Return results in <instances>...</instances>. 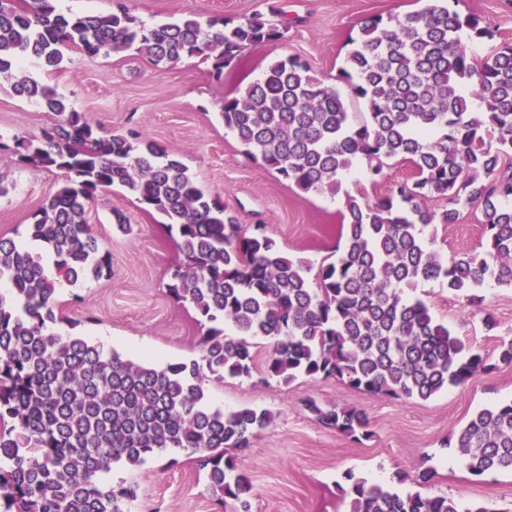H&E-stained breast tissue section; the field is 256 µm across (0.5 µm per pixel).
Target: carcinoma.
Instances as JSON below:
<instances>
[{"label": "carcinoma", "instance_id": "obj_1", "mask_svg": "<svg viewBox=\"0 0 512 512\" xmlns=\"http://www.w3.org/2000/svg\"><path fill=\"white\" fill-rule=\"evenodd\" d=\"M423 2L368 18L350 39L337 80L363 100L359 118L298 58L270 60L262 77L224 97V127L304 193L336 196L356 164L373 181L390 159L412 168L385 196L344 193L343 249L312 277V266L285 255L262 226L248 233L206 195L177 152L92 124L20 67L36 59L56 72L67 49L90 59L134 49L157 67L198 58L219 78L244 49L280 41L283 28L260 13L148 26L122 5L77 15L53 0H0V76L58 117L39 137L15 138V155L64 176L28 227L39 250L0 237V512H122L132 491L105 478L112 465L136 468L167 450L207 454L209 485L225 512H251L252 483L226 450L247 447L272 413L226 412L205 381L252 377L257 340L271 344L265 382L334 377L395 399L428 400L496 368L406 291L438 283L480 308L483 289L512 288V43L478 59L471 45L493 38L481 18L447 0ZM472 98L483 111H470ZM114 186L177 228L180 263L169 292L206 326L198 360L125 359L50 330L52 273L70 286L111 273L86 212ZM430 200L440 205L431 209ZM470 209L482 214V250L442 257L427 230L457 224ZM309 409L349 437H371L362 411ZM455 436L471 475L512 472V401L480 409ZM346 478L348 512H498Z\"/></svg>", "mask_w": 512, "mask_h": 512}]
</instances>
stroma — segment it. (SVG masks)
<instances>
[{"instance_id":"1","label":"stroma","mask_w":512,"mask_h":512,"mask_svg":"<svg viewBox=\"0 0 512 512\" xmlns=\"http://www.w3.org/2000/svg\"><path fill=\"white\" fill-rule=\"evenodd\" d=\"M121 2L149 26L188 14L236 20L274 9L292 18L281 42L244 49L220 81L212 77L210 65L198 60L185 59L162 72L133 51L91 60L71 50L63 70L52 74L34 59L25 67L30 76L55 86L92 124L178 151L206 194L220 198L244 226L265 225L267 235L289 255L316 267L335 261L342 198L301 192L247 155L225 128L221 106L225 97L258 79L274 57H300L327 84H335L349 40L363 22L419 9L418 0H59L57 8L99 13ZM453 7L481 15L491 22L497 41L512 42V0H455ZM55 121L42 104L15 95L7 79L0 78V143L8 147L0 154V178L10 186L0 197V237L27 243L34 212L62 181L58 170L19 162L9 150L15 137L41 136ZM410 173L407 164L393 161L373 182L359 165L346 174L343 188L370 198L383 196ZM480 217L470 210L460 223L437 225L434 249L445 257L479 249ZM87 220L110 254L112 271L77 287H60L53 332L76 331L96 343L107 336L122 357L157 365L199 358L204 329L195 312L168 291L179 254L162 217L115 186L98 194ZM416 294L467 346L488 358H495L499 338L512 336V288L486 289L481 311L464 307L461 298L436 283L422 285ZM488 312L498 322L491 332L482 323ZM206 386L218 407L251 406L274 415L249 447L231 452L253 485L252 512H347L346 472L369 482H389L424 470L431 471L432 479L422 493L512 512V473L472 476L448 444L450 432L464 426L477 409L512 400V365H498L465 387L426 401L372 394L334 378L302 377L285 385L273 379L264 383L255 375L212 378ZM312 402L365 412L372 438L358 441L320 423L308 408ZM203 461L199 453L163 452L137 469L113 466V486L136 492L122 502L123 512H224L207 488Z\"/></svg>"}]
</instances>
